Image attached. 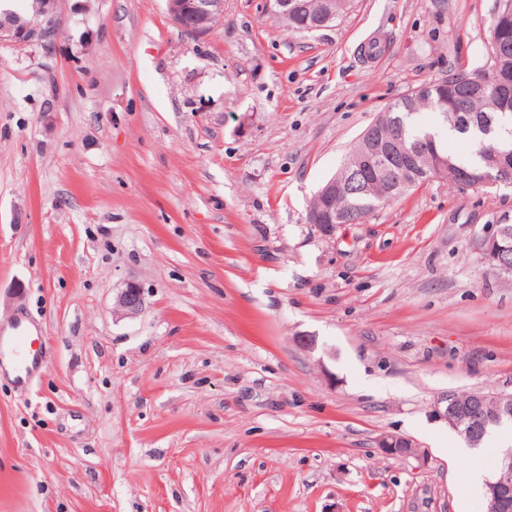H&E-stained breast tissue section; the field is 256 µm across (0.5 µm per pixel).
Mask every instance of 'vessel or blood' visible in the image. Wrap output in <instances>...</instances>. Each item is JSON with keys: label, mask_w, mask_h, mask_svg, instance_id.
I'll return each instance as SVG.
<instances>
[{"label": "vessel or blood", "mask_w": 512, "mask_h": 512, "mask_svg": "<svg viewBox=\"0 0 512 512\" xmlns=\"http://www.w3.org/2000/svg\"><path fill=\"white\" fill-rule=\"evenodd\" d=\"M45 363L41 336L34 320L21 314L0 324V376L10 375L18 391H26Z\"/></svg>", "instance_id": "obj_1"}]
</instances>
